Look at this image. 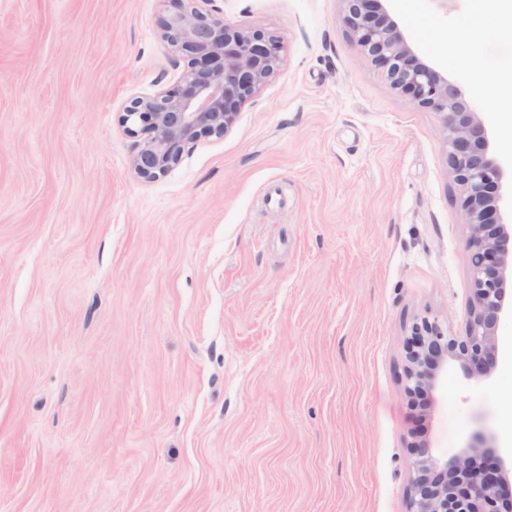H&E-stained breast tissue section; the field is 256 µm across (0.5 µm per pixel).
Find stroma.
Masks as SVG:
<instances>
[{"mask_svg": "<svg viewBox=\"0 0 512 512\" xmlns=\"http://www.w3.org/2000/svg\"><path fill=\"white\" fill-rule=\"evenodd\" d=\"M278 36V73L154 180L130 102L181 84L172 0H0V512H406V443L512 455V319L489 379L414 406L421 318L461 332L469 228L446 132L378 75L342 0H215ZM476 0H390L512 164L446 47Z\"/></svg>", "mask_w": 512, "mask_h": 512, "instance_id": "35a3bbf8", "label": "stroma"}]
</instances>
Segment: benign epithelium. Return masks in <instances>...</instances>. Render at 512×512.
Here are the masks:
<instances>
[{
  "label": "benign epithelium",
  "mask_w": 512,
  "mask_h": 512,
  "mask_svg": "<svg viewBox=\"0 0 512 512\" xmlns=\"http://www.w3.org/2000/svg\"><path fill=\"white\" fill-rule=\"evenodd\" d=\"M212 0H179L163 19L165 38L175 54L191 58L180 88L136 97L122 123L127 132H145L132 167L151 180L177 165L188 145L203 136L223 135L240 105L276 73L280 40L260 29L235 27L200 7ZM343 23L355 44L381 69L391 89L410 103L436 112L446 130L448 166L461 189L460 208L470 228L472 294L464 330L454 334L437 321L414 323L405 342L403 391L411 399L437 389L448 364L468 378L490 374L496 361L497 328L512 311V257L499 242L512 237L503 221L504 170L491 153L488 131L453 83L420 61L388 22L385 0H343ZM413 477L406 512H512V465L493 453L489 436L474 433L453 457L440 458L425 436L411 434Z\"/></svg>",
  "instance_id": "7a95c632"
}]
</instances>
